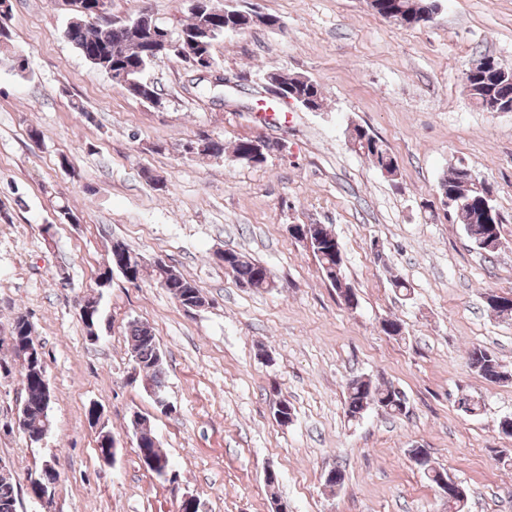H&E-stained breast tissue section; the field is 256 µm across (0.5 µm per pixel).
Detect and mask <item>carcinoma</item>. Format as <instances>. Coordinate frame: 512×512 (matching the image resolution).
<instances>
[{"instance_id": "cac0c4a2", "label": "carcinoma", "mask_w": 512, "mask_h": 512, "mask_svg": "<svg viewBox=\"0 0 512 512\" xmlns=\"http://www.w3.org/2000/svg\"><path fill=\"white\" fill-rule=\"evenodd\" d=\"M377 13L385 17L394 14H430L433 12L434 0H378ZM205 24L196 14L189 16L188 22L181 25L183 33L181 48L187 56L204 53L213 55V45L218 37L198 39L203 34ZM66 37L74 44L83 56L97 53L111 59L120 57L122 69H136L146 64L144 47L130 28L117 25L108 18L101 22H88L79 13H73L71 21L66 28ZM273 77L280 79L292 88L300 97L309 98L320 107L323 103L321 87L316 82L300 75L288 73H275ZM132 97L148 104L157 105L161 100V93L153 85L139 86L132 84L127 89ZM470 98L479 108H484L486 98L491 96L509 97L512 100V81L509 78H493L483 71H477L470 78L468 89ZM372 140L374 135L364 131L359 135V153L367 157L374 166L388 173H395L397 166L393 164L395 158L384 154V151L374 152L371 145L362 143V139ZM439 194H453L455 207L453 214L458 223L463 225L464 231L477 249L492 253L499 246L501 216H496L495 222H484L483 191L475 184H467L458 177L457 169L452 167L441 178L438 185ZM310 247L318 259L320 268L326 279L336 288L338 297L348 296L349 287L345 283L343 258L338 250L339 242L335 234L325 225L309 227ZM224 263V269L232 273L242 285L256 290H267L274 287L270 271L262 263L253 260L236 250H226L218 255ZM117 271L123 277L136 283L141 279L144 266L142 258L135 253L125 242L115 240L111 245L109 266L103 271V276L112 279V272ZM150 276L172 298L182 305L191 304L201 307L205 297L198 284L183 276L179 272L169 275L166 283H161V277L152 272ZM84 306L90 309L88 314L80 315L86 328L87 335L97 333L100 326L99 302L89 298ZM34 329L26 316L19 315L14 319L10 335L23 344L31 339ZM129 344L132 356L145 378L156 388L166 387V371L164 358L156 341L152 328L136 320L130 323ZM468 362L472 368L488 381L500 382L509 379V375L502 370L497 357L484 347L476 346L468 352ZM20 373L24 385L26 409L28 411V426L26 433L31 442L40 441V435L45 426L51 424V392L45 387L41 366L21 364ZM375 407L385 413L397 416L405 413L407 400L403 399L395 386L391 384L374 385L363 377H354L347 382L345 398V415L348 420H355L363 416L370 408ZM139 430L137 449L140 453L151 454L163 469L169 466L167 456L160 450V443L153 434L152 428L139 422L133 426ZM0 512H17V492L11 478L0 471Z\"/></svg>"}]
</instances>
